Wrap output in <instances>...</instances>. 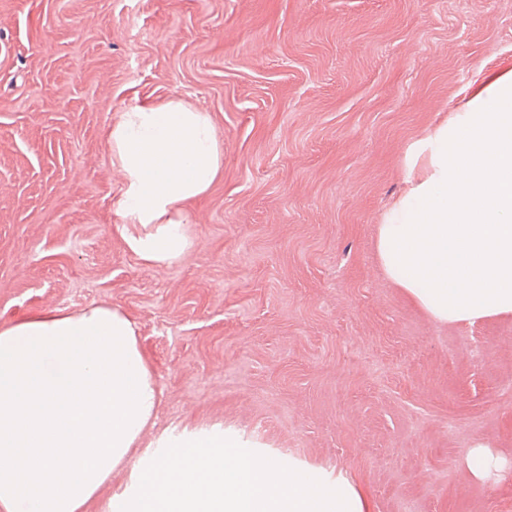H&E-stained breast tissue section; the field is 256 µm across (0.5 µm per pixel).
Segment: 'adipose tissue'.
<instances>
[{
  "label": "adipose tissue",
  "instance_id": "1",
  "mask_svg": "<svg viewBox=\"0 0 512 512\" xmlns=\"http://www.w3.org/2000/svg\"><path fill=\"white\" fill-rule=\"evenodd\" d=\"M106 143L122 174L112 207L126 250L181 261L187 206L224 153L210 113L172 99L121 112ZM406 190L378 226L393 284L430 318L512 315V69L404 153ZM159 391L122 311L46 310L0 327V512H82L153 422Z\"/></svg>",
  "mask_w": 512,
  "mask_h": 512
}]
</instances>
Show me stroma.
Returning a JSON list of instances; mask_svg holds the SVG:
<instances>
[{"instance_id":"1","label":"stroma","mask_w":512,"mask_h":512,"mask_svg":"<svg viewBox=\"0 0 512 512\" xmlns=\"http://www.w3.org/2000/svg\"><path fill=\"white\" fill-rule=\"evenodd\" d=\"M506 67L512 0H0V326L112 305L161 391L84 512L212 428L370 512H512V317L438 323L375 252L407 145ZM170 99L211 113L224 169L153 267L104 134ZM480 443L506 460L484 481Z\"/></svg>"}]
</instances>
